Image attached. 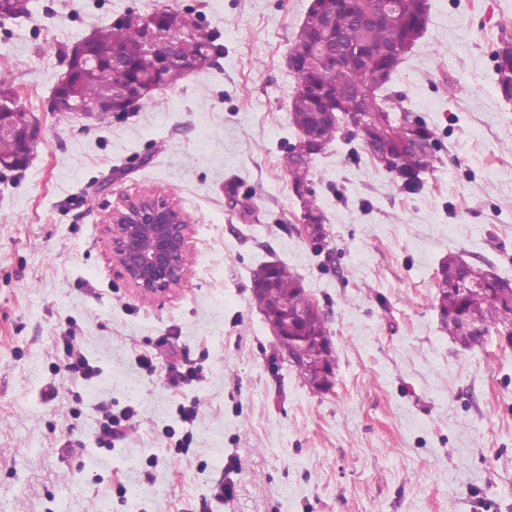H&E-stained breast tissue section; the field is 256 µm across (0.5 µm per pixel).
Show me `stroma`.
<instances>
[{
	"instance_id": "1",
	"label": "stroma",
	"mask_w": 512,
	"mask_h": 512,
	"mask_svg": "<svg viewBox=\"0 0 512 512\" xmlns=\"http://www.w3.org/2000/svg\"><path fill=\"white\" fill-rule=\"evenodd\" d=\"M309 4L32 0L0 20V89L41 125L28 166L0 169V512H512V346L462 347L434 307L448 254L512 281V103L494 74L512 0H430L386 90L435 130V170L406 193L338 133L309 174L321 248L298 232L284 165ZM162 7L215 32L208 66L128 112L51 111L77 43ZM148 195L190 224L185 282L151 298L106 224ZM275 261L326 319L328 392L282 358L254 301V270ZM73 349L95 377L69 371ZM189 369L198 382L167 385ZM129 407L126 438L101 446L103 409Z\"/></svg>"
}]
</instances>
